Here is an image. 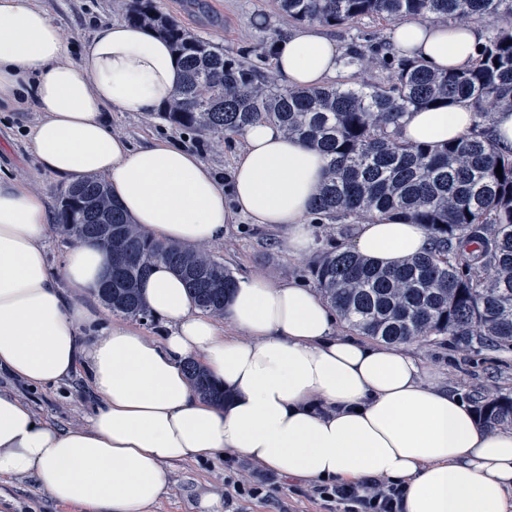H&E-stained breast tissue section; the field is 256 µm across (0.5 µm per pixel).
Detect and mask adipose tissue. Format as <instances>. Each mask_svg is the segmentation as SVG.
Segmentation results:
<instances>
[{"label": "adipose tissue", "instance_id": "1", "mask_svg": "<svg viewBox=\"0 0 512 512\" xmlns=\"http://www.w3.org/2000/svg\"><path fill=\"white\" fill-rule=\"evenodd\" d=\"M391 39L432 69L465 70L483 33L408 19ZM274 50L283 87L336 76L338 48L318 27L287 30ZM180 79L168 43L143 27L96 22L72 61L42 0H0V108L39 112L25 139L40 171L71 184L103 178L140 231L166 243L209 250L242 217L286 228L292 253L306 254L326 168L314 147L256 122L226 184L169 139L136 144L113 129L112 113L155 112ZM473 123L467 107L443 105L407 114L399 135L438 144ZM58 232L45 194L0 176V374L41 388L81 367L95 398L85 425L62 429L0 390V477L33 479L80 512H152L170 465L228 454L292 479L394 483L402 512H512V428L480 424L410 350L336 333L314 289L243 275L219 320L159 265L141 283L163 326L154 336L91 298L112 268L99 243L76 242L60 267L49 265L46 243ZM353 245L393 267L428 250L429 238L391 216L360 224ZM191 358L224 402L200 394L185 371Z\"/></svg>", "mask_w": 512, "mask_h": 512}]
</instances>
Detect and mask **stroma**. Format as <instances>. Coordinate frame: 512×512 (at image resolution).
<instances>
[{
  "mask_svg": "<svg viewBox=\"0 0 512 512\" xmlns=\"http://www.w3.org/2000/svg\"><path fill=\"white\" fill-rule=\"evenodd\" d=\"M125 0H46L53 21L63 30L70 45V59H78L82 40L96 20H119ZM160 10L186 28L223 48L226 55L245 60L265 74H273L271 41L289 29L288 19L277 0H204L202 9H188L184 0H157ZM392 24L372 17L325 27L341 52L355 45L390 42ZM38 113L26 110L0 112V169L20 178H33L35 187L50 200H57L64 181L37 173L36 161L27 150L22 134L33 125ZM113 127L134 142L165 136L197 153L221 179H230L242 147L240 137L202 135L171 126L157 115L116 112ZM312 242L308 255L296 258L286 246L287 232L274 225L245 221L232 225L214 256L234 276L258 274L273 281L298 279L314 284L312 270L328 252L352 247L356 219L333 220L310 217ZM428 369L432 381L458 390L473 407H480L501 394L512 393V349L465 346L448 336H423L407 343ZM0 388L32 405L50 422L70 427L84 423L93 395L82 374L44 389H32L24 382L4 376ZM263 481L266 495L238 496L234 482ZM225 499L223 512H336L316 492L315 484L290 479L248 462L177 463L169 469V485L155 512H196L201 493ZM0 512H73L51 501L29 479L0 480Z\"/></svg>",
  "mask_w": 512,
  "mask_h": 512,
  "instance_id": "1",
  "label": "stroma"
}]
</instances>
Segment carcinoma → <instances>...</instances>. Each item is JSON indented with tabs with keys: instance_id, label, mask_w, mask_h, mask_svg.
<instances>
[{
	"instance_id": "cac0c4a2",
	"label": "carcinoma",
	"mask_w": 512,
	"mask_h": 512,
	"mask_svg": "<svg viewBox=\"0 0 512 512\" xmlns=\"http://www.w3.org/2000/svg\"><path fill=\"white\" fill-rule=\"evenodd\" d=\"M279 9L291 22L329 27L364 16L505 21L479 45L467 70L437 71L418 59L396 60L382 44L369 54L355 45L346 65L361 67L380 54L394 66L393 78L369 87L334 83L308 90L280 88L257 67L224 56V49L162 13L156 0H126L124 11L125 20L168 41L182 68V84L159 113L170 125L229 138L259 120L275 123L326 158L313 211L401 216L427 231L430 249L395 268L348 248L318 262L315 280L349 329L388 344L448 335L466 346L490 340L512 348V149L500 147L489 127L492 111L512 108V0H279ZM451 103L472 111L469 133L434 145L398 136L405 114ZM72 187L59 195L66 237L99 241L106 228L120 233L131 223L104 181L86 177ZM128 242L135 261L124 267L120 285L100 293L112 310L143 317L138 283L165 264L181 275L202 310L224 313L235 279L215 257L192 278L183 268L186 249L140 233ZM187 370L203 394L220 398L201 365L190 360ZM480 419L512 426V396L484 405Z\"/></svg>"
}]
</instances>
